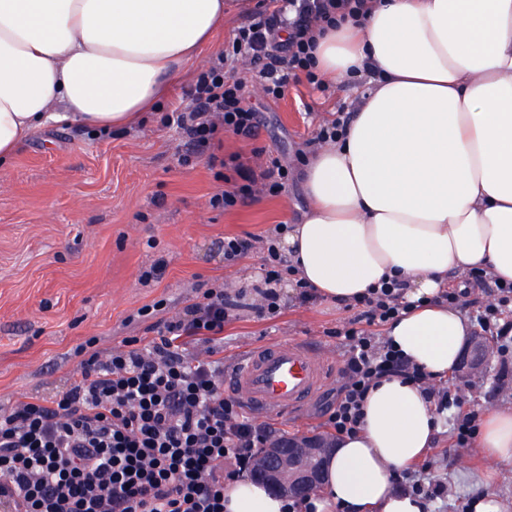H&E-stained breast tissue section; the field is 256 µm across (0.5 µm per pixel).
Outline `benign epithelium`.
<instances>
[{"instance_id": "7a95c632", "label": "benign epithelium", "mask_w": 512, "mask_h": 512, "mask_svg": "<svg viewBox=\"0 0 512 512\" xmlns=\"http://www.w3.org/2000/svg\"><path fill=\"white\" fill-rule=\"evenodd\" d=\"M491 357L486 339L473 335L462 351L457 381L486 374ZM335 450L333 441L320 436L291 439L286 444L271 441L256 453L249 475L275 493L307 496L321 488L328 459Z\"/></svg>"}]
</instances>
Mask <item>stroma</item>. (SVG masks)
Instances as JSON below:
<instances>
[{
	"instance_id": "stroma-1",
	"label": "stroma",
	"mask_w": 512,
	"mask_h": 512,
	"mask_svg": "<svg viewBox=\"0 0 512 512\" xmlns=\"http://www.w3.org/2000/svg\"><path fill=\"white\" fill-rule=\"evenodd\" d=\"M241 23L238 17L225 21L139 122L109 133L52 125L0 164V409L61 390L91 353L144 336L151 321L182 312L208 288L221 284L254 297L245 272L265 274L266 253L255 249L225 262V238L262 237L276 225L299 223L308 207L300 170L316 147L315 131L333 113L353 111L368 85L348 78L323 94L303 82L288 85L278 99L251 91L264 125L250 139L224 133L222 155L238 154L256 169L273 153L293 173L279 195L212 208L210 197L225 187L222 168L193 153L165 116ZM159 260V278L142 282V272ZM148 305L155 308L152 317L140 316ZM358 314L355 307L295 298L271 318L233 310L224 323L223 356L229 361L256 346L312 340L336 367L343 348L335 332ZM499 370L492 362L484 378L468 382L469 408L485 414L512 402V375L500 378ZM337 386L328 379L299 417L274 420V427L291 435L326 433L322 411ZM451 428L444 423L437 446L419 466L448 487L431 512H469L483 489L473 477L479 459L457 447Z\"/></svg>"
}]
</instances>
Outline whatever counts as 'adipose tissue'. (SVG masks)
Returning a JSON list of instances; mask_svg holds the SVG:
<instances>
[{
  "label": "adipose tissue",
  "instance_id": "1",
  "mask_svg": "<svg viewBox=\"0 0 512 512\" xmlns=\"http://www.w3.org/2000/svg\"><path fill=\"white\" fill-rule=\"evenodd\" d=\"M254 0H0V158L42 126L102 131L152 111L170 84ZM324 79L373 72L343 137L304 171L309 207L276 247L302 290L353 304L403 285L384 334L439 383L473 326L440 299L482 270L512 283V0H371L361 23L317 39ZM441 429L411 382L382 380L356 434L340 436L313 512H426L394 471L423 462ZM474 446L512 471V405L490 412ZM224 512H288L264 485L224 488Z\"/></svg>",
  "mask_w": 512,
  "mask_h": 512
}]
</instances>
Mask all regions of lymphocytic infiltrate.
<instances>
[{
  "label": "lymphocytic infiltrate",
  "instance_id": "1",
  "mask_svg": "<svg viewBox=\"0 0 512 512\" xmlns=\"http://www.w3.org/2000/svg\"><path fill=\"white\" fill-rule=\"evenodd\" d=\"M368 9V0H260L217 61L199 72L186 104L167 121L210 166L236 174V183L212 196V207L246 203L257 184L279 193L290 175L277 156L257 172L215 152L219 133L251 138L259 125L237 62L250 60L274 99L302 77L322 88L313 67L317 37ZM397 288L385 282L363 297L361 327L338 332L345 353L336 401L326 410L334 436L356 433L367 392L386 377L420 383L437 410L460 404L458 391L432 383L377 334L399 313ZM240 306L223 288L207 289L184 315L149 325L147 342L134 337L125 349L91 353L65 391L1 412L0 512H224V486L247 472L256 448L288 438L224 393L216 343L229 310ZM475 321L495 339L501 373L511 371L512 283L478 304Z\"/></svg>",
  "mask_w": 512,
  "mask_h": 512
}]
</instances>
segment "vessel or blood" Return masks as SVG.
I'll return each instance as SVG.
<instances>
[{"label":"vessel or blood","instance_id":"vessel-or-blood-1","mask_svg":"<svg viewBox=\"0 0 512 512\" xmlns=\"http://www.w3.org/2000/svg\"><path fill=\"white\" fill-rule=\"evenodd\" d=\"M332 369L305 342L258 346L224 369V389L259 417L288 418L303 408Z\"/></svg>","mask_w":512,"mask_h":512}]
</instances>
